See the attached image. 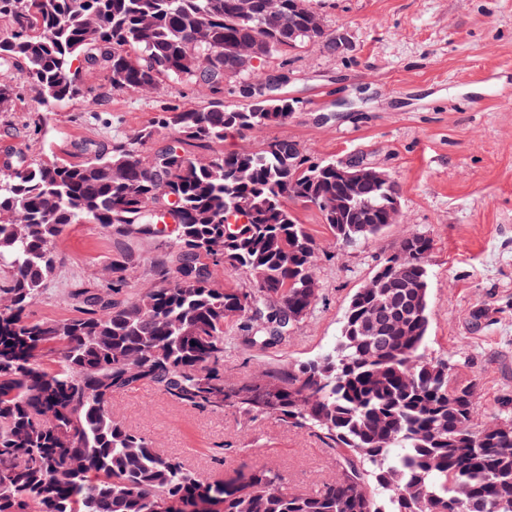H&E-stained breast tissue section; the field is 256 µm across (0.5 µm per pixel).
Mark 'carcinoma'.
Segmentation results:
<instances>
[{"label": "carcinoma", "instance_id": "cac0c4a2", "mask_svg": "<svg viewBox=\"0 0 512 512\" xmlns=\"http://www.w3.org/2000/svg\"><path fill=\"white\" fill-rule=\"evenodd\" d=\"M0 0V113L28 84L49 111L99 98L79 67L111 87L151 93L165 82L207 86L205 107L174 106L89 158L19 154L0 164V512H512V421L473 423L474 391L424 354L433 240L411 232L378 264L383 287L360 288L334 344L319 357L243 385L224 381V326L269 348L288 337L319 298V245L291 204L316 207L336 241L358 245L389 226L397 182L352 191L333 160L288 157L290 141L188 155L231 133L281 125L286 97L224 105L236 81L229 44H305L337 52L310 0ZM168 134L174 146L147 145ZM92 221L159 242L147 279L123 296L137 257L112 260L107 277L67 291L76 315L34 320L58 264L56 241ZM243 274L247 288L215 276ZM397 323L381 337L368 310ZM150 385L198 410L233 408L317 433L341 460L309 493L282 490L270 469L208 481L112 416L116 390Z\"/></svg>", "mask_w": 512, "mask_h": 512}]
</instances>
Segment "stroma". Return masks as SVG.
<instances>
[{
    "instance_id": "obj_1",
    "label": "stroma",
    "mask_w": 512,
    "mask_h": 512,
    "mask_svg": "<svg viewBox=\"0 0 512 512\" xmlns=\"http://www.w3.org/2000/svg\"><path fill=\"white\" fill-rule=\"evenodd\" d=\"M330 28L346 30L353 50L332 55L306 45L262 62H287L288 122L228 135L223 152L278 138L311 157L358 155L389 173L400 189L401 217L360 245L336 244L319 210L298 208L321 249L320 298L311 314L271 349L248 346L238 324L226 328L224 379L232 384L319 356L337 338L353 293L373 275L402 237L420 231L433 240L430 333L426 355L447 362L452 377L473 386L475 423L501 417L512 398V0H313ZM87 87L104 92L98 111L80 102L42 113L35 93L21 86L8 118L17 134L0 136L33 155L81 161L85 136L111 141L180 105L204 107L201 86L163 84L156 92L112 90L96 73ZM151 258L153 243L113 236L99 224H75L57 243L61 258L35 319L71 317L66 291L107 269L126 248ZM110 407L129 428L208 480L241 469H274L285 488L308 492L337 469L335 453L315 435L273 417L199 411L143 385L114 392Z\"/></svg>"
}]
</instances>
